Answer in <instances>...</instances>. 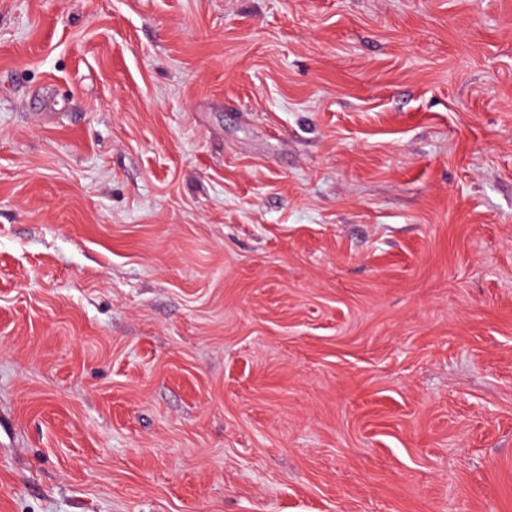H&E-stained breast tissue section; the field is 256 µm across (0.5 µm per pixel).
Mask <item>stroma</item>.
<instances>
[{
  "label": "stroma",
  "instance_id": "obj_1",
  "mask_svg": "<svg viewBox=\"0 0 512 512\" xmlns=\"http://www.w3.org/2000/svg\"><path fill=\"white\" fill-rule=\"evenodd\" d=\"M0 512H512V0H0Z\"/></svg>",
  "mask_w": 512,
  "mask_h": 512
}]
</instances>
